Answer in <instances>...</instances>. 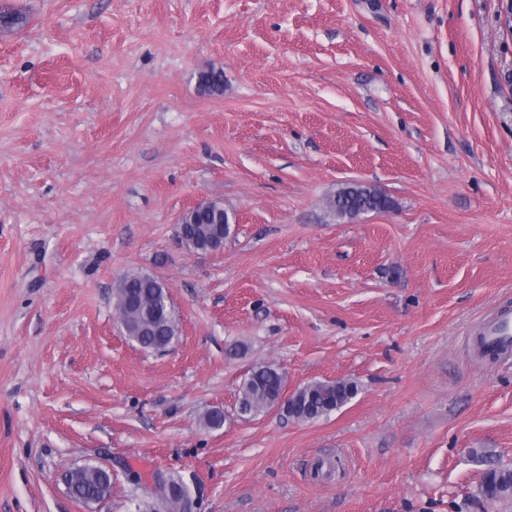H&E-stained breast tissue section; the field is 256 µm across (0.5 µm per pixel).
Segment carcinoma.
Here are the masks:
<instances>
[{
  "label": "carcinoma",
  "instance_id": "1",
  "mask_svg": "<svg viewBox=\"0 0 512 512\" xmlns=\"http://www.w3.org/2000/svg\"><path fill=\"white\" fill-rule=\"evenodd\" d=\"M200 83L208 92H219L224 87V76L220 72H205L200 76ZM329 206L341 216H352L385 211L391 207V200L370 188L348 186L329 200ZM182 230L200 248L228 237L215 215L203 211L186 215ZM166 296V287L149 274L131 273L121 279L117 308L123 314L130 339L143 349L162 351L176 337L178 320L166 313L163 303ZM285 387V376L274 365L262 363L253 367L239 388L235 403L237 415L252 418L275 408ZM356 392V384L349 380L313 381L299 388L280 405V410L298 422H314L343 407ZM225 420L224 410L216 406L206 409L200 418L206 429H219ZM67 483L75 500L93 506L109 496L112 480L106 471L85 466L70 471ZM182 490L181 481L170 474L155 479L153 495L166 507L177 508ZM481 493L487 501L512 499V468L488 469Z\"/></svg>",
  "mask_w": 512,
  "mask_h": 512
}]
</instances>
